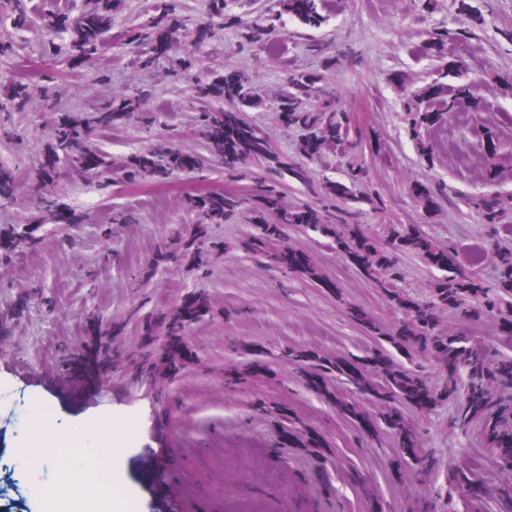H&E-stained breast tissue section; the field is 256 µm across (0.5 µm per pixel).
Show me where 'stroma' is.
<instances>
[{"instance_id": "obj_1", "label": "stroma", "mask_w": 512, "mask_h": 512, "mask_svg": "<svg viewBox=\"0 0 512 512\" xmlns=\"http://www.w3.org/2000/svg\"><path fill=\"white\" fill-rule=\"evenodd\" d=\"M343 0L319 26L293 0H224L223 25L203 46L214 0H180L167 52L150 57L133 34L156 0H124L111 39L93 59L58 60L51 43L69 42L57 0H32L18 18L0 0V73L20 84L29 69L26 111L0 103V231L29 230L26 249L0 245V512H97L83 488L104 457L112 490L135 512H512V466L488 450L480 424L460 421L462 393L446 395L448 359L417 354L404 300H431L438 280L474 277L499 293L505 232L484 223L470 199L495 196L512 212V0ZM261 23L274 42H242ZM447 35L443 54L423 46ZM193 56L192 72L211 95L172 81L173 64ZM245 76L254 105L227 100L226 74ZM293 73L317 74L327 93L305 101L335 110L355 149L310 159L307 133L283 123L278 105ZM474 84L480 108L438 115L414 128L427 86ZM154 92L139 98L141 89ZM127 104L134 117L102 124L96 140L112 157L111 178H54L50 220L37 207L38 181L52 127L67 113ZM234 112L264 157L229 176L209 153L203 113ZM158 113L152 127L135 116ZM203 168L172 178L177 190L147 193L151 178L122 167L148 156L158 139ZM362 166L364 194L351 208L365 236L387 244L406 225L444 246L445 268L411 251L394 268L367 276L332 232L284 224L314 209L317 192ZM204 185L231 199L223 241L199 269L164 250L199 218L188 201ZM273 195H266L267 186ZM429 190L433 207L419 202ZM282 233L270 251L295 252L300 268L273 266L236 241L254 230L253 212ZM394 282L398 293L382 289ZM193 302L180 335L162 334L148 312ZM110 335L109 370L75 369L90 330ZM430 333L491 360L512 361V327L488 313L463 318L435 306ZM406 370L442 390L436 404L391 403L388 370ZM67 377L72 393L53 377ZM62 448L65 463L18 467L20 454ZM163 449L155 457L154 449Z\"/></svg>"}]
</instances>
